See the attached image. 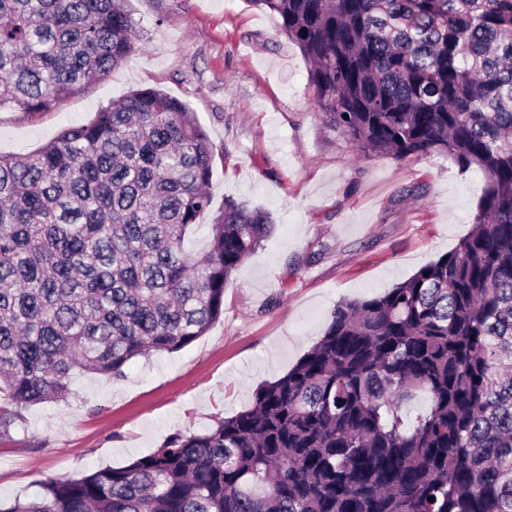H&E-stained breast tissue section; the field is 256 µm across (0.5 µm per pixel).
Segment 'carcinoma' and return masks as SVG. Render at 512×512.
I'll return each mask as SVG.
<instances>
[{
    "mask_svg": "<svg viewBox=\"0 0 512 512\" xmlns=\"http://www.w3.org/2000/svg\"><path fill=\"white\" fill-rule=\"evenodd\" d=\"M252 2L280 16L326 125L358 151L483 174L473 228L336 305L244 411L0 512H512V0ZM137 49L126 0H0V111L52 110ZM213 165L188 105L154 88L0 155V435L75 374L119 379L224 315L273 222L227 198L190 251Z\"/></svg>",
    "mask_w": 512,
    "mask_h": 512,
    "instance_id": "1",
    "label": "carcinoma"
}]
</instances>
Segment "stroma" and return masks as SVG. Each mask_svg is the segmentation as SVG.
Returning <instances> with one entry per match:
<instances>
[{"mask_svg":"<svg viewBox=\"0 0 512 512\" xmlns=\"http://www.w3.org/2000/svg\"><path fill=\"white\" fill-rule=\"evenodd\" d=\"M141 48L57 109L0 112V154L36 151L134 89L186 102L215 153L209 191L268 211L272 233L224 290V315L125 376L79 374L67 399L22 409L0 437V500L41 481L124 466L171 435L249 407L288 372L343 300L381 294L456 247L484 188L445 156L363 154L328 129L309 64L252 0H130Z\"/></svg>","mask_w":512,"mask_h":512,"instance_id":"35a3bbf8","label":"stroma"}]
</instances>
